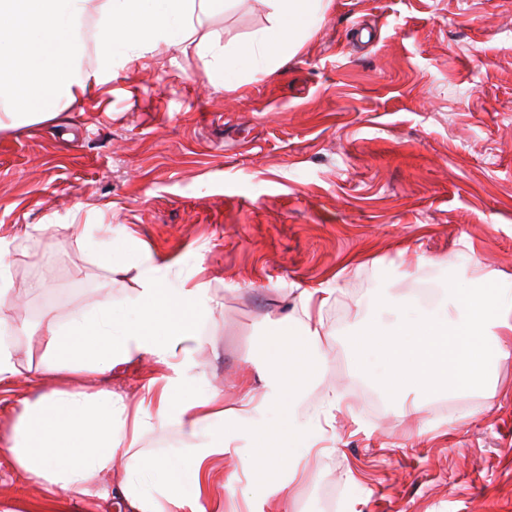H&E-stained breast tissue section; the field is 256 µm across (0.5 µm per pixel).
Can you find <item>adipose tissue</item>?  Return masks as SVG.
<instances>
[{
  "mask_svg": "<svg viewBox=\"0 0 512 512\" xmlns=\"http://www.w3.org/2000/svg\"><path fill=\"white\" fill-rule=\"evenodd\" d=\"M273 23L239 51L254 63H273L296 53L323 9V0H269ZM225 6L224 0H0V112L17 120L48 119L73 102L91 99L112 79L117 56L141 55L159 47L196 45L224 56L223 47L198 40L199 31ZM95 13L97 64L69 70L78 52L76 23ZM92 251L110 271L135 270L132 305L106 299L94 315L76 313L67 321L45 313L28 330L41 352L35 378L51 375L52 386L20 403L6 447L21 472L59 496H101L99 475L116 471L112 491L130 512H206L213 498V474L224 457L252 459L241 447L243 434L267 422L269 407L292 401L278 350L254 357L264 385L256 390L244 377L225 391L208 388L196 370L198 324L213 314L205 283L163 274L152 253L118 250L98 241ZM10 262L0 248V385L19 370L9 336L17 326L12 304ZM329 288L305 290L294 306L302 314L297 345L313 353L323 339L322 311ZM512 337V295L497 288L491 273L470 258L448 283L445 303L434 311L409 301L393 325H363L352 340L355 359L373 352L385 362L386 389L395 395L463 392L486 386L494 362L506 356ZM150 357L161 367L137 397L101 389L88 392L84 380L134 359ZM339 393L326 395L305 423H294L300 442L295 458L308 457L323 438L340 405ZM180 426L185 435L208 440L190 455H158L142 449V436L156 428ZM238 471L224 473L229 512H265L268 499L288 500L281 483L261 496L238 501Z\"/></svg>",
  "mask_w": 512,
  "mask_h": 512,
  "instance_id": "adipose-tissue-1",
  "label": "adipose tissue"
}]
</instances>
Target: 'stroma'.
<instances>
[{
  "label": "stroma",
  "instance_id": "obj_1",
  "mask_svg": "<svg viewBox=\"0 0 512 512\" xmlns=\"http://www.w3.org/2000/svg\"><path fill=\"white\" fill-rule=\"evenodd\" d=\"M267 0H228L201 34L233 51L268 27ZM218 61L159 48L115 67L96 99L16 127L0 117V244L24 307L67 320L104 298H133L132 272L98 267L83 239L112 227L187 277L204 266L216 302L195 357L212 385L250 374L268 324L298 291L331 288L324 360L296 407L342 395L323 453L298 461L288 488L320 512H512V356L495 391L431 412V397L394 400L384 366L351 355L367 322L394 313L374 296L448 286L475 253L512 290V0H325L303 46L262 72L241 62L235 88ZM18 375L0 387V436L38 354L13 336ZM382 403L369 414L360 397ZM419 415L410 416L412 405ZM0 501L15 512H128L112 496L50 501L0 451Z\"/></svg>",
  "mask_w": 512,
  "mask_h": 512
}]
</instances>
